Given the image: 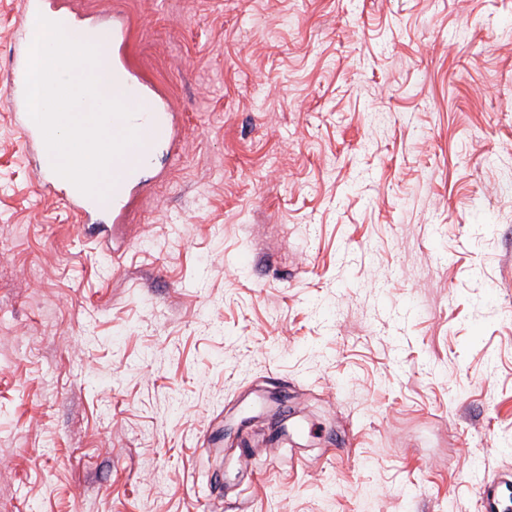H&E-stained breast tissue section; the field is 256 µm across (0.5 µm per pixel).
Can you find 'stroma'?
Here are the masks:
<instances>
[{
	"mask_svg": "<svg viewBox=\"0 0 512 512\" xmlns=\"http://www.w3.org/2000/svg\"><path fill=\"white\" fill-rule=\"evenodd\" d=\"M68 3L124 11L179 158L103 248L0 99V512H478L512 480V0ZM283 389L315 431L250 482Z\"/></svg>",
	"mask_w": 512,
	"mask_h": 512,
	"instance_id": "obj_1",
	"label": "stroma"
}]
</instances>
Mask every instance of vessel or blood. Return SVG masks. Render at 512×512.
Wrapping results in <instances>:
<instances>
[{
  "label": "vessel or blood",
  "mask_w": 512,
  "mask_h": 512,
  "mask_svg": "<svg viewBox=\"0 0 512 512\" xmlns=\"http://www.w3.org/2000/svg\"><path fill=\"white\" fill-rule=\"evenodd\" d=\"M101 31L112 43V96L122 101L133 115L129 121H113L115 133L134 128L139 136L138 145L130 147L114 162L112 203L100 207L94 198L82 194L71 182L55 173L49 159L42 133L31 120L25 102V82L29 60L27 41H20L14 49L5 73L7 93L13 109L12 118L17 126L25 150L38 153L35 177L38 183L63 194L78 222L106 232L107 228L126 223L138 199L149 189L144 173L151 165L159 148L174 150L179 138L176 116L169 112L151 92L147 82L137 78L127 57L122 52L129 34L125 23L109 18L98 21ZM478 512H512V482L499 481L481 485L478 493Z\"/></svg>",
  "instance_id": "vessel-or-blood-1"
}]
</instances>
